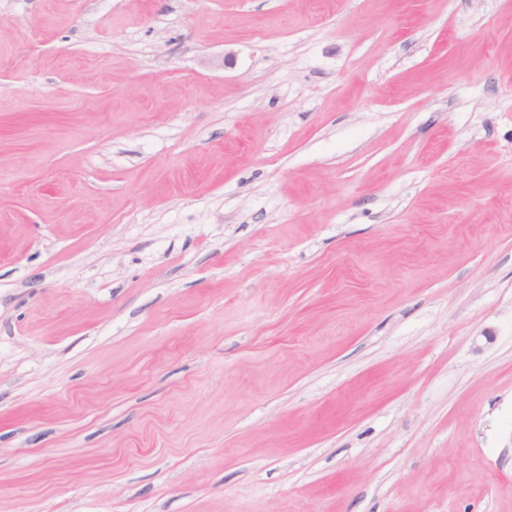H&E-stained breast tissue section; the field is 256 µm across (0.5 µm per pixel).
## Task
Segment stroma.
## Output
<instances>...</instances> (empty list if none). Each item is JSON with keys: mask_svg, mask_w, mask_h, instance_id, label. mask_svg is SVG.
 Returning a JSON list of instances; mask_svg holds the SVG:
<instances>
[{"mask_svg": "<svg viewBox=\"0 0 512 512\" xmlns=\"http://www.w3.org/2000/svg\"><path fill=\"white\" fill-rule=\"evenodd\" d=\"M0 512H512V0H0Z\"/></svg>", "mask_w": 512, "mask_h": 512, "instance_id": "35a3bbf8", "label": "stroma"}]
</instances>
